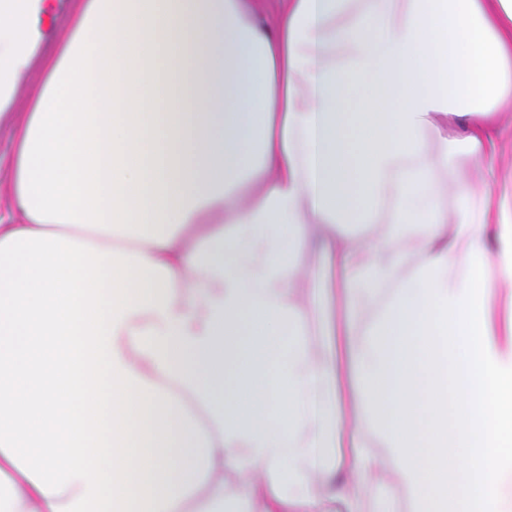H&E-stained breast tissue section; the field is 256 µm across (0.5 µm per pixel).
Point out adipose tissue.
<instances>
[{
	"mask_svg": "<svg viewBox=\"0 0 512 512\" xmlns=\"http://www.w3.org/2000/svg\"><path fill=\"white\" fill-rule=\"evenodd\" d=\"M38 2L0 0V111ZM276 9L75 0L9 159L0 512H512V191L455 162L512 108V0Z\"/></svg>",
	"mask_w": 512,
	"mask_h": 512,
	"instance_id": "obj_1",
	"label": "adipose tissue"
}]
</instances>
